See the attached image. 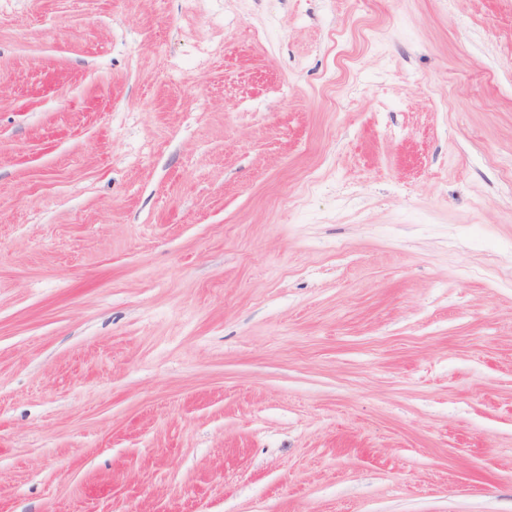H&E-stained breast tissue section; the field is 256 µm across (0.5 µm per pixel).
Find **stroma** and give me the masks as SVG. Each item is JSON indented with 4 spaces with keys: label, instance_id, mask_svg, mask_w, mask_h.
<instances>
[{
    "label": "stroma",
    "instance_id": "obj_1",
    "mask_svg": "<svg viewBox=\"0 0 512 512\" xmlns=\"http://www.w3.org/2000/svg\"><path fill=\"white\" fill-rule=\"evenodd\" d=\"M512 0H0V512H512Z\"/></svg>",
    "mask_w": 512,
    "mask_h": 512
}]
</instances>
